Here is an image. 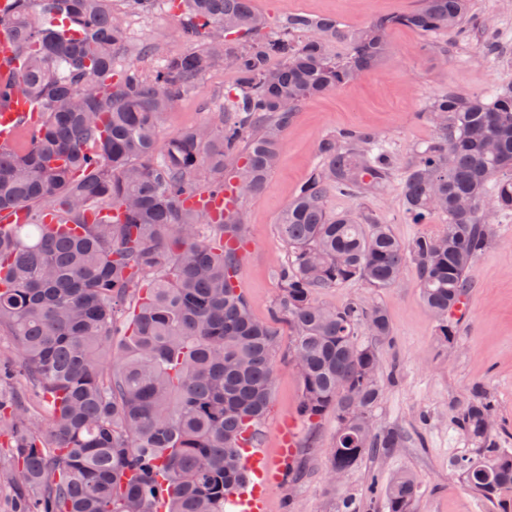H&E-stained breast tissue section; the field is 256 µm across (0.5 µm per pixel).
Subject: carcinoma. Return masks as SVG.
<instances>
[{
	"label": "carcinoma",
	"mask_w": 512,
	"mask_h": 512,
	"mask_svg": "<svg viewBox=\"0 0 512 512\" xmlns=\"http://www.w3.org/2000/svg\"><path fill=\"white\" fill-rule=\"evenodd\" d=\"M112 0H12L0 34L12 36L21 66L0 77L38 103L43 122L0 148V331L50 416L41 433L16 432L15 470L31 491L23 512H227L229 488L243 480L238 439L267 415L274 379L273 324L256 320L235 284L238 256L224 247L229 222L189 205L224 189L235 170L238 197L255 195L277 165L282 134L308 98L348 84L388 51L386 34L404 25L466 37L471 0H420L355 32L335 18L288 17L276 31L252 0H125L152 14L177 6L192 49L159 59L152 72H114L126 30ZM482 51L499 49L482 28ZM348 41L342 59L327 42ZM227 69L230 117L184 129L166 142L159 118L205 74ZM434 135L400 174L407 224L446 219L437 234L397 240L373 218L333 213V191L359 197L391 183L381 140L342 131L319 146L321 165L277 224L288 246L278 271L273 320L292 330L293 362L313 420L336 415L329 469L345 472L371 449L401 446L396 429L375 430L383 397L378 344L390 336L385 310L348 302L327 306L318 292L350 281L374 290L397 283L407 265L442 345L457 340L450 314L467 302L469 269L489 244L491 215L512 212V86L488 95L448 92L426 109ZM58 214L46 230L42 216ZM132 306L127 344L104 382L112 323ZM494 407L477 390L455 425L482 449L455 467L480 497L512 502V451L498 447ZM386 512H414L415 478L392 476Z\"/></svg>",
	"instance_id": "cac0c4a2"
}]
</instances>
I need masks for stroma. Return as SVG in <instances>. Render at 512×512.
Returning <instances> with one entry per match:
<instances>
[{
	"instance_id": "obj_1",
	"label": "stroma",
	"mask_w": 512,
	"mask_h": 512,
	"mask_svg": "<svg viewBox=\"0 0 512 512\" xmlns=\"http://www.w3.org/2000/svg\"><path fill=\"white\" fill-rule=\"evenodd\" d=\"M476 20H492L503 40L495 56H484L478 32L449 42L447 35L427 36L396 27L387 36L388 52L377 67L355 82L310 98L294 113L283 135L277 167L258 194L244 197L240 211L250 250L237 265L239 286L254 315L269 320L280 295L277 270L288 247L276 225L290 200L320 163L323 139L343 130L377 135L387 146L395 169H402L419 143L429 139L432 126L426 104L449 91L479 94L512 85V0H471ZM418 0H252L254 11L270 25L301 13L333 17L347 29L367 26L381 15L414 9ZM128 32L115 71L147 69L152 59L141 56L149 46L155 55L187 50L180 37L182 17L165 10L143 16L126 13L122 0H112ZM447 44V60H439L432 43ZM234 83L225 70L206 74L196 90L175 103L161 121V136L183 128L218 125L224 95ZM331 212L371 214L387 224L401 242L442 230V221L407 224L401 219L403 200L398 183L355 198L331 193ZM472 288L468 312L458 325V341L445 348L435 336V323L425 307L414 270L390 288L374 290L356 281L319 292L328 305L357 300L380 305L392 326L389 342L380 346L383 399L374 411L376 428H394L404 436L401 447L388 454L366 456L340 482L328 480L336 437V417L325 414L316 423H300L294 472L269 495V512H385L382 490L393 475L409 471L418 480L416 512H496L463 482L454 461L476 456L477 449L455 426L456 405L475 386H482L496 405L495 423L501 447L512 448V217H501L487 249L469 271ZM273 353L274 385L270 412L259 426L261 446L275 454L278 425L296 417L301 400L299 378L291 357L292 333L286 321L276 322ZM24 402L25 425L47 431L32 381L23 373L0 381V402L13 407ZM12 430L0 421V512H12L15 501L27 494L14 471Z\"/></svg>"
}]
</instances>
